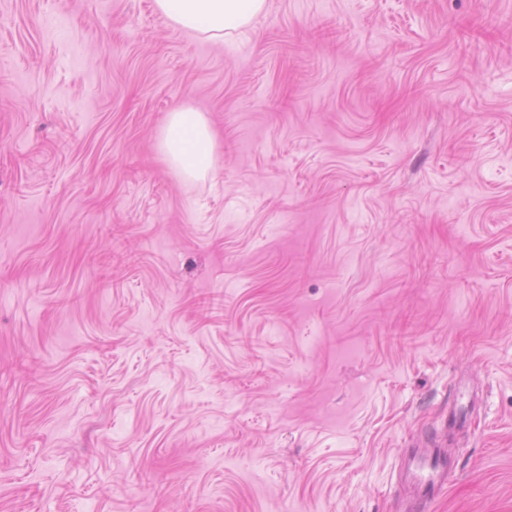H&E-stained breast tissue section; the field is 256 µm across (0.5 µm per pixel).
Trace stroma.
Listing matches in <instances>:
<instances>
[{
    "mask_svg": "<svg viewBox=\"0 0 512 512\" xmlns=\"http://www.w3.org/2000/svg\"><path fill=\"white\" fill-rule=\"evenodd\" d=\"M431 443L512 512V0H0V512H408ZM265 0H155L158 11L173 24L210 39L242 31L261 13ZM157 146L169 166L183 178H204L214 168L213 131L205 115L193 107L183 106L169 113Z\"/></svg>",
    "mask_w": 512,
    "mask_h": 512,
    "instance_id": "1",
    "label": "stroma"
}]
</instances>
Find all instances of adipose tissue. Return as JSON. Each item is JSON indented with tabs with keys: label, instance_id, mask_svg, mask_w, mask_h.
Instances as JSON below:
<instances>
[{
	"label": "adipose tissue",
	"instance_id": "1",
	"mask_svg": "<svg viewBox=\"0 0 512 512\" xmlns=\"http://www.w3.org/2000/svg\"><path fill=\"white\" fill-rule=\"evenodd\" d=\"M158 11L173 24L210 39L242 31L261 13L265 0H155ZM158 149L169 166L186 179L209 174L216 142L202 112L189 106L170 112L158 136Z\"/></svg>",
	"mask_w": 512,
	"mask_h": 512
}]
</instances>
